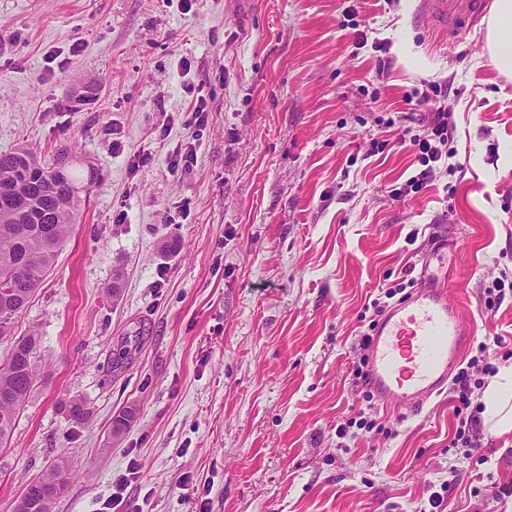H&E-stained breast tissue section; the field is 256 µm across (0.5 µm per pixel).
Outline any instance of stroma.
<instances>
[{
	"label": "stroma",
	"instance_id": "35a3bbf8",
	"mask_svg": "<svg viewBox=\"0 0 512 512\" xmlns=\"http://www.w3.org/2000/svg\"><path fill=\"white\" fill-rule=\"evenodd\" d=\"M485 29L434 33L419 0H0V154L65 165L79 210L15 318L41 345L0 512L61 460L53 512H512V444L450 447V391L409 417L351 376L368 297L437 239L462 361L512 345V291L484 306L512 277V76ZM434 82L414 108L452 112L458 168L393 197ZM360 412L384 433L339 436Z\"/></svg>",
	"mask_w": 512,
	"mask_h": 512
}]
</instances>
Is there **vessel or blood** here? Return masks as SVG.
I'll use <instances>...</instances> for the list:
<instances>
[{
  "label": "vessel or blood",
  "instance_id": "1",
  "mask_svg": "<svg viewBox=\"0 0 512 512\" xmlns=\"http://www.w3.org/2000/svg\"><path fill=\"white\" fill-rule=\"evenodd\" d=\"M484 0H425L428 22L444 25L470 19ZM473 324L448 299L444 280L423 269L422 278L404 303L384 315L367 348L371 389L384 402L418 413L442 390L458 364Z\"/></svg>",
  "mask_w": 512,
  "mask_h": 512
}]
</instances>
